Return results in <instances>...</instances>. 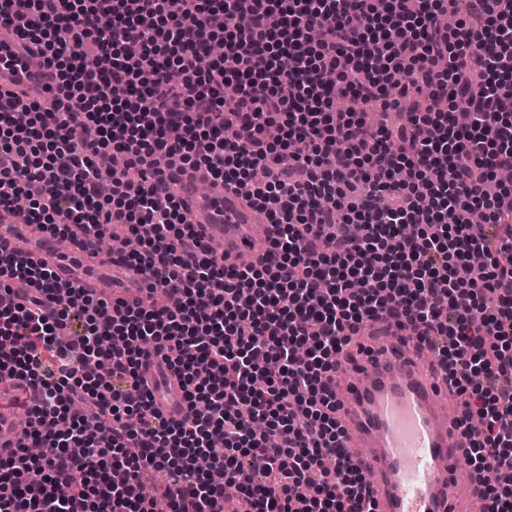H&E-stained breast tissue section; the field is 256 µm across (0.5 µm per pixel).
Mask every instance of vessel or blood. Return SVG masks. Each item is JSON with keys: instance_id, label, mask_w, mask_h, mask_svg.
Returning a JSON list of instances; mask_svg holds the SVG:
<instances>
[{"instance_id": "b4317fda", "label": "vessel or blood", "mask_w": 512, "mask_h": 512, "mask_svg": "<svg viewBox=\"0 0 512 512\" xmlns=\"http://www.w3.org/2000/svg\"><path fill=\"white\" fill-rule=\"evenodd\" d=\"M19 21L0 24V88L23 91L26 101H44L50 72L31 64L32 43L19 31ZM179 195L191 222L206 242L224 246V266L236 269L266 259L277 236L274 225L261 221L258 210L238 191L213 180L207 169L181 174ZM0 247L44 256L53 254L47 231L26 225L22 236L0 226ZM112 272L124 287H110L97 273L99 257L84 245L72 244L68 258L55 257L62 285L84 288L102 299L136 307L147 291L140 270L124 254L109 257ZM342 389L339 415L346 447L370 472L376 512H476L479 485L459 459L466 446L456 427V413L444 377L423 369L408 339L390 341L384 352L362 357L351 378H337ZM155 409L166 419L184 420L188 408L181 382L169 374L154 391ZM22 427L0 408V451L15 447Z\"/></svg>"}]
</instances>
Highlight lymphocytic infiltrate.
Here are the masks:
<instances>
[{"label": "lymphocytic infiltrate", "instance_id": "lymphocytic-infiltrate-1", "mask_svg": "<svg viewBox=\"0 0 512 512\" xmlns=\"http://www.w3.org/2000/svg\"><path fill=\"white\" fill-rule=\"evenodd\" d=\"M377 2L0 0L57 77L25 124L0 97V206L56 238L120 221L169 297L115 309L0 248V377L35 389L0 512H218L230 488L238 512H375L334 379L383 315L437 355L485 512H512V0H467L452 28L444 0ZM219 39L233 66L204 64ZM174 155L278 225L261 265L225 275ZM153 349L186 421L149 402Z\"/></svg>", "mask_w": 512, "mask_h": 512}]
</instances>
